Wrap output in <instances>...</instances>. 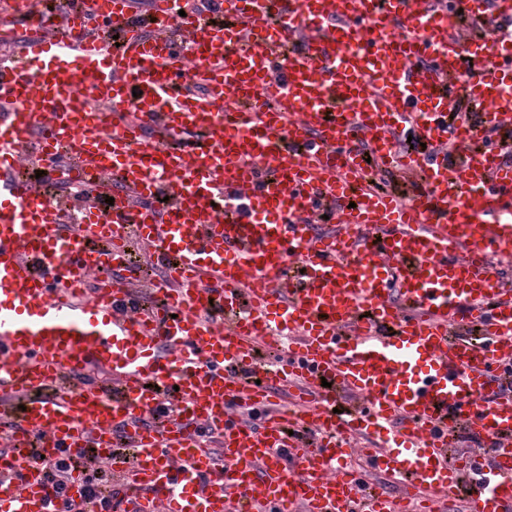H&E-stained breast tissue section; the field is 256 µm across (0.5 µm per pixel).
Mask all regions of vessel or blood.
<instances>
[{
  "mask_svg": "<svg viewBox=\"0 0 512 512\" xmlns=\"http://www.w3.org/2000/svg\"><path fill=\"white\" fill-rule=\"evenodd\" d=\"M469 3L478 39L454 0H0V512H49L40 457L88 447L116 512H434L416 490L461 484L465 512H512V0ZM457 78L472 131L448 123ZM261 90L277 103L223 111ZM398 137L456 157H394ZM30 148L111 206L63 224ZM372 162L407 202L362 186ZM130 227L164 273L148 300ZM266 335L293 345L261 362ZM370 432L401 498L341 465Z\"/></svg>",
  "mask_w": 512,
  "mask_h": 512,
  "instance_id": "vessel-or-blood-1",
  "label": "vessel or blood"
}]
</instances>
